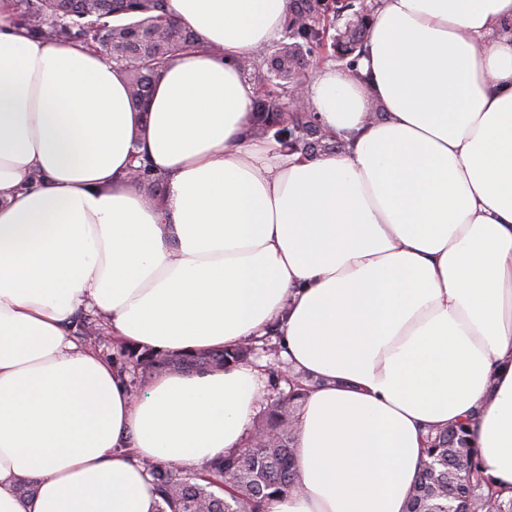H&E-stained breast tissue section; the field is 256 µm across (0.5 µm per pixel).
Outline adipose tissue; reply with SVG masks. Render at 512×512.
<instances>
[{"label": "adipose tissue", "instance_id": "ef3b65f1", "mask_svg": "<svg viewBox=\"0 0 512 512\" xmlns=\"http://www.w3.org/2000/svg\"><path fill=\"white\" fill-rule=\"evenodd\" d=\"M290 5L168 0L199 45L139 113L101 52L0 0V512H156L144 462L199 470L246 439L257 370L135 395L76 336L86 308L175 353L278 337L315 386L301 488L268 512H406L451 424L512 488V0H379L365 53L303 89L340 143L314 157L251 137L237 66ZM137 154L162 198L130 179Z\"/></svg>", "mask_w": 512, "mask_h": 512}]
</instances>
